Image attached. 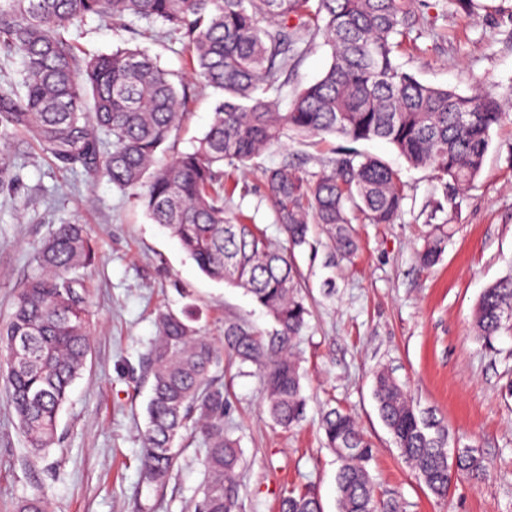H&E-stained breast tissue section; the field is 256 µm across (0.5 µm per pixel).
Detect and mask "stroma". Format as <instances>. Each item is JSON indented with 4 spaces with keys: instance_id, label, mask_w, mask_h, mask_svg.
Instances as JSON below:
<instances>
[{
    "instance_id": "35a3bbf8",
    "label": "stroma",
    "mask_w": 512,
    "mask_h": 512,
    "mask_svg": "<svg viewBox=\"0 0 512 512\" xmlns=\"http://www.w3.org/2000/svg\"><path fill=\"white\" fill-rule=\"evenodd\" d=\"M483 2L485 11L470 24L426 8V17L437 20L435 30L424 31L415 50L396 61L425 84L465 93L480 82L512 108V0ZM152 31L144 21L120 25L91 17L70 37L91 53L136 45L163 67L188 75L181 44L155 41ZM330 62V49L321 43L300 57L274 95L280 110L288 111L301 87ZM188 94L174 142L178 152L192 150L215 104L197 87ZM347 145L334 135L285 138L254 168L233 173L237 188L228 209L252 216L274 244H282L263 198L261 170L287 158L315 173ZM356 148L398 173L403 211L393 224H355L359 250L351 260L334 263L332 243L317 227L295 253L310 309L296 347L308 398L298 426L275 425L254 367L225 356L219 372L228 401L224 425L242 450L240 512H278L280 498L298 488L310 489L324 512H336L338 464L320 429L330 405L352 414L373 443L369 470L376 493L397 499L401 512H512V330L488 342L474 325L483 290L512 274V111L492 134L475 186L465 191L445 192L436 171L411 167L386 141H361ZM10 154L17 182L0 191V323L8 321L16 290L34 269L37 248L59 225H87L97 258L87 275L88 366L60 414L58 441L45 459L32 460L0 381V512H16L21 499L39 491L56 512H192L205 456L194 432L184 431L164 490L149 487L140 475L156 314H193L217 341L225 322L266 331L269 317L243 289L203 275L178 240L107 178L65 169L22 138ZM439 224L448 229V244L441 262L426 269L417 253ZM381 366L392 369L419 410L447 425L450 447L480 453L488 465L482 479H455L442 499L419 484L377 414L372 376Z\"/></svg>"
}]
</instances>
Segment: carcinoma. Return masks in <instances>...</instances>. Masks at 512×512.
<instances>
[{
    "label": "carcinoma",
    "mask_w": 512,
    "mask_h": 512,
    "mask_svg": "<svg viewBox=\"0 0 512 512\" xmlns=\"http://www.w3.org/2000/svg\"><path fill=\"white\" fill-rule=\"evenodd\" d=\"M426 0H0V56L22 59L20 78L0 82V190L16 180L11 141L24 135L45 155L89 177L105 176L128 191L153 223L166 228L210 279L241 288L272 320L262 333L246 322L224 325V343L240 364L255 367L271 420L283 429L305 416L296 339L309 309L295 250L312 226L327 232L341 260L358 251L352 220L392 224L405 195L398 174L352 148L317 173L286 161L262 173L264 199L287 246L277 247L242 213L226 210L224 167L246 168L282 138L336 135L350 142L382 139L413 167L434 169L445 184L473 186L491 132L506 107L477 84L471 93L418 81L395 62L427 22ZM442 15H474L477 0H437ZM160 21L181 41L196 80L216 95L213 119L193 150L169 154L186 115V87L138 47L80 55L68 38L89 17ZM331 63L303 87L286 112L268 93L288 83L294 61L317 39ZM447 232L437 228L418 254L431 267ZM96 250L83 224H61L35 254V271L18 289L0 325V375L8 402L34 453L57 441L59 413L90 353L86 271ZM512 320V275L482 292L475 325L487 341ZM150 352L151 397L141 448V477L157 489L169 482L175 440L193 429L205 446L207 479L195 512H239V441L224 428L222 350L194 319L157 313ZM379 417L405 464L436 497L449 476L478 479L483 458L471 448L452 457L448 427L422 416L385 370L373 374ZM324 443L339 463V512H399L380 500L368 470L373 444L339 408L322 416ZM19 512H50L38 492ZM279 512H323L306 490H293Z\"/></svg>",
    "instance_id": "1"
}]
</instances>
